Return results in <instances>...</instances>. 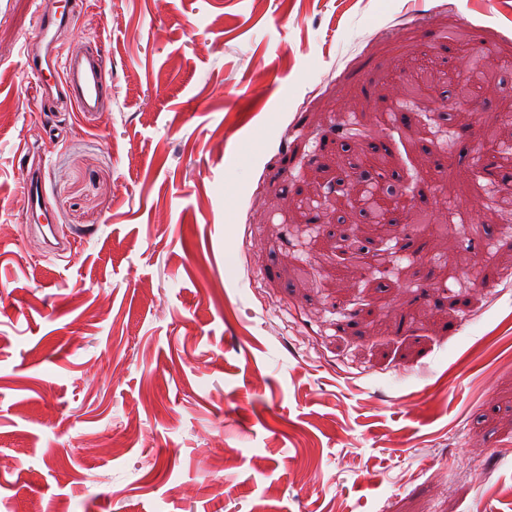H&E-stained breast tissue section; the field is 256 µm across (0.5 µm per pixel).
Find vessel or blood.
Listing matches in <instances>:
<instances>
[{"instance_id":"obj_1","label":"vessel or blood","mask_w":512,"mask_h":512,"mask_svg":"<svg viewBox=\"0 0 512 512\" xmlns=\"http://www.w3.org/2000/svg\"><path fill=\"white\" fill-rule=\"evenodd\" d=\"M81 6L82 0H66L60 8L53 0H35L34 32L23 47L24 66L42 103L61 105L68 111L104 112L108 102L102 51L80 46L63 56L57 49L59 35L73 28ZM23 187L27 223L39 228L46 247L63 248L57 227L47 216L41 175L26 171Z\"/></svg>"}]
</instances>
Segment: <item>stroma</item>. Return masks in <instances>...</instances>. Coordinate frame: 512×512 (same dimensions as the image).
<instances>
[{
  "mask_svg": "<svg viewBox=\"0 0 512 512\" xmlns=\"http://www.w3.org/2000/svg\"><path fill=\"white\" fill-rule=\"evenodd\" d=\"M34 9L0 0V512H512V209L469 230L506 192L512 0H87L101 114L37 104ZM463 38L495 76L461 123L429 100ZM400 138L422 166L372 177L447 238L337 269L366 218L317 189ZM24 192L27 198L26 223L39 228L46 247L62 249L64 242L59 238L57 227L50 224L47 216L46 199L42 186V176L35 170L24 169Z\"/></svg>",
  "mask_w": 512,
  "mask_h": 512,
  "instance_id": "1",
  "label": "stroma"
}]
</instances>
